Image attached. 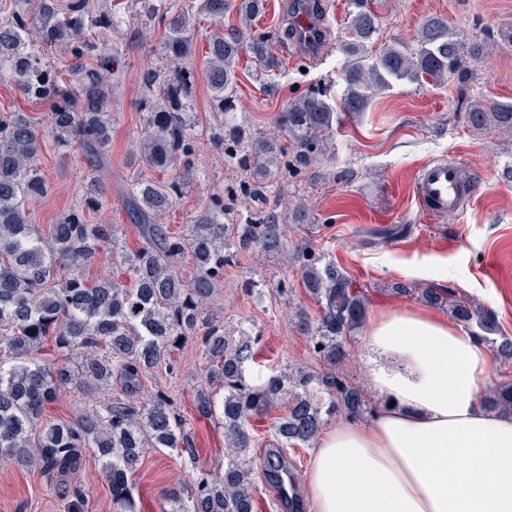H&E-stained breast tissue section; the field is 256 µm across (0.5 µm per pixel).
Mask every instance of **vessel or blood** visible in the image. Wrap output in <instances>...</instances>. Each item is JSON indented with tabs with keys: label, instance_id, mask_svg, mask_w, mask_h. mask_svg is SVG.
Instances as JSON below:
<instances>
[{
	"label": "vessel or blood",
	"instance_id": "b4317fda",
	"mask_svg": "<svg viewBox=\"0 0 512 512\" xmlns=\"http://www.w3.org/2000/svg\"><path fill=\"white\" fill-rule=\"evenodd\" d=\"M292 41L297 49L315 45L319 30L318 20L311 7H297L291 19ZM479 190L476 184L456 162H437L426 166L416 185V200L421 212L431 216L457 213L464 202Z\"/></svg>",
	"mask_w": 512,
	"mask_h": 512
}]
</instances>
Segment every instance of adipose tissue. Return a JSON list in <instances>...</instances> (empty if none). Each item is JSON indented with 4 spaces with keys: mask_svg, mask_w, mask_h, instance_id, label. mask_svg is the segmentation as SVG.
Here are the masks:
<instances>
[{
    "mask_svg": "<svg viewBox=\"0 0 512 512\" xmlns=\"http://www.w3.org/2000/svg\"><path fill=\"white\" fill-rule=\"evenodd\" d=\"M362 344L381 406L319 434L305 474L311 512H512V415L481 399L483 342L401 307L374 311Z\"/></svg>",
    "mask_w": 512,
    "mask_h": 512,
    "instance_id": "1",
    "label": "adipose tissue"
}]
</instances>
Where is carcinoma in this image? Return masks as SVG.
Returning <instances> with one entry per match:
<instances>
[{"mask_svg":"<svg viewBox=\"0 0 512 512\" xmlns=\"http://www.w3.org/2000/svg\"><path fill=\"white\" fill-rule=\"evenodd\" d=\"M350 2L340 100L319 87L288 101L277 117L287 135L282 143L240 137L231 114L243 48L258 61L259 77L282 65L267 43L249 40L248 22L261 0H131V17L163 27L155 51L165 67L163 74L148 77L140 103L143 125L132 137L146 171L122 191L138 232L131 246L118 225L86 219V212L109 204L104 176L112 169L113 90L128 68L124 46L97 44L90 36L116 26L121 16L108 0H11L7 15L0 16V82L29 103L49 105L50 117L43 125L23 112L0 114V467H40L64 483L89 449L108 477L116 512H137L130 476L147 449H171L191 460L198 455L166 392L135 400L144 375L161 367L173 371L172 352L197 336L210 367L193 404L199 415L224 423V467L217 474L200 473L189 486L170 488V512H255L248 429L253 419L281 410L272 426L275 444L265 452L264 477L276 484L288 470V449L311 447L330 419L356 422L372 412L368 394L342 369L368 297L335 262L312 252L299 257L301 282L317 305V318L299 310L294 324L310 337L324 371H273L249 385L245 371L258 337L244 332L234 338L215 324L203 331L201 314L238 249L276 254L286 244L288 225L272 214L258 224H231L221 197L178 232L163 223L184 181L208 178L194 162L198 125L191 61L200 46V20L222 24L236 13L237 23L205 39L204 77L217 113L205 138L249 174L248 198L259 201L279 189L280 179L324 160L341 113L365 111L374 93L397 83L463 84L470 61L482 55L481 46H464L438 17L425 20L415 45L394 41L375 53L372 0ZM465 118L476 131L512 136V100H473ZM48 141L64 153L81 154L92 174L80 201L44 232L30 223L29 209L50 191L35 163ZM105 251L122 276L86 277V268ZM184 264L194 270L189 280ZM392 291H416L455 320L476 325L497 358L512 364V338L489 336L492 319L453 291L404 283ZM114 376L126 397L71 420L41 422L45 408L68 386L110 390ZM483 403L512 413V382L491 388Z\"/></svg>","mask_w":512,"mask_h":512,"instance_id":"cac0c4a2","label":"carcinoma"}]
</instances>
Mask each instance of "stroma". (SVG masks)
<instances>
[{
    "mask_svg": "<svg viewBox=\"0 0 512 512\" xmlns=\"http://www.w3.org/2000/svg\"><path fill=\"white\" fill-rule=\"evenodd\" d=\"M288 2L265 0L251 25L253 35L267 39L281 58L282 73L259 81L251 53L242 52L239 61L234 106L254 137H281L277 112L310 86L329 84L335 96L343 89L341 41L350 21L349 0H322L327 36L319 54L309 59L296 56L282 37L290 24ZM374 11L380 42H413L421 24L437 16L457 39L484 44L487 52L473 62L465 84L404 83L375 94L366 111L343 116L334 127L328 161L289 177L286 189L261 203H249L243 171L199 144L196 164L211 178L187 184L167 219L175 230L193 223L216 194L238 223H255L270 213L288 219L287 246L271 255L239 252L225 266L224 283L209 310L225 331L257 337L247 383H260L274 369L319 366L307 337L292 322L297 307L317 311L301 286L296 262L304 248L334 261L354 287L364 289L369 311L421 306L419 295H393L397 283L445 288L490 314L496 336L512 338V137L472 130L462 117L464 101L512 100V46L495 39L500 29L512 26V0H378ZM140 28L132 20L106 33L109 41L130 45L131 65L115 90L107 180L111 203L102 217L122 225L131 243L137 232L121 190L142 169L130 133L141 125L136 103L145 74L159 66L154 47L162 32L155 26L146 40L134 39ZM438 161L465 165L479 183L477 195L458 214L426 216L419 210L415 183ZM38 166L51 191L31 205L30 217L44 230L79 201L89 168L84 158L62 155L50 142L43 145ZM172 359L174 373L146 380L144 389L172 395L175 409L191 425L198 456L191 461L169 449L147 450L133 477L140 512H161L171 486L189 482L200 470L217 471L224 462L223 425L200 417L192 403L207 377L199 340L188 341ZM69 481L84 495L81 512H115L108 479L92 452H84ZM69 503L41 470L0 468V512H67Z\"/></svg>",
    "mask_w": 512,
    "mask_h": 512,
    "instance_id": "1",
    "label": "stroma"
}]
</instances>
